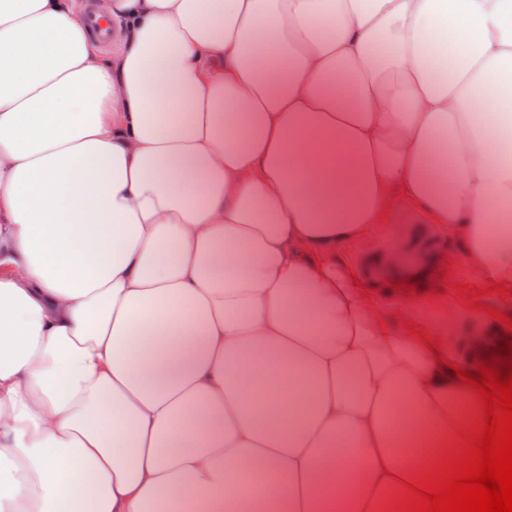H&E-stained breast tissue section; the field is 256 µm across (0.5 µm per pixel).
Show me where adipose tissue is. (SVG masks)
I'll list each match as a JSON object with an SVG mask.
<instances>
[{
  "instance_id": "adipose-tissue-1",
  "label": "adipose tissue",
  "mask_w": 512,
  "mask_h": 512,
  "mask_svg": "<svg viewBox=\"0 0 512 512\" xmlns=\"http://www.w3.org/2000/svg\"><path fill=\"white\" fill-rule=\"evenodd\" d=\"M0 0V512H395L484 411L337 244L512 288V0ZM97 1L84 0L86 13L90 20L89 32L95 37H101L103 42L108 43L112 40L111 23L107 18L98 16ZM100 1H98V4H102L103 0ZM398 251L402 265L393 268L388 265L387 256ZM338 256L347 268L356 274L361 285L366 286L374 299L390 310L407 299L416 300L421 306L422 316L432 325L442 322V305L454 306L461 310L463 319L457 324H448V341L454 345L464 364L476 369L477 361L469 362L464 348V340L477 322L475 318L487 324H501L492 319L486 310L467 309L464 302L457 298L458 289H452L453 283L470 286L496 284L488 276L478 272L470 262L465 246L459 236L448 227L428 224L426 217L405 203L398 204L389 214L386 224H380L376 230L363 239L345 241L336 247ZM450 257V261L445 260ZM415 257V261L411 258ZM454 262V265H451ZM451 269V274L446 272ZM387 270L399 271L393 278L380 281L374 276ZM438 274H447L448 285L439 281ZM407 280V288L393 291L391 285ZM415 283V290L411 289ZM438 287L427 295L426 290ZM447 289V295L442 293Z\"/></svg>"
}]
</instances>
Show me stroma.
<instances>
[{"label": "stroma", "instance_id": "obj_1", "mask_svg": "<svg viewBox=\"0 0 512 512\" xmlns=\"http://www.w3.org/2000/svg\"><path fill=\"white\" fill-rule=\"evenodd\" d=\"M394 251L402 258L397 279L412 283V290H392L393 281L382 277L389 268L387 257ZM336 254L380 305L390 310L416 300L422 316L435 326L442 322L443 306L461 307L457 285L485 287L490 282L473 267L454 231L428 223L420 211L404 203L367 237L339 244ZM442 273L450 283L445 292L438 289Z\"/></svg>", "mask_w": 512, "mask_h": 512}]
</instances>
